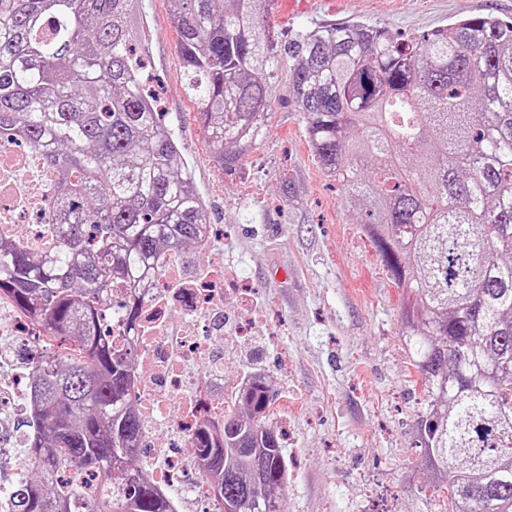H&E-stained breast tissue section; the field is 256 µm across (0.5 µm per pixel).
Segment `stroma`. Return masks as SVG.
Segmentation results:
<instances>
[{"label":"stroma","instance_id":"35a3bbf8","mask_svg":"<svg viewBox=\"0 0 512 512\" xmlns=\"http://www.w3.org/2000/svg\"><path fill=\"white\" fill-rule=\"evenodd\" d=\"M173 0H141L140 31L163 89V123L218 236L216 259L254 288L252 347L224 363V382L277 370L288 411L283 512H442L420 487L434 475L415 445V373L401 342L404 289L335 182L321 171L280 69L262 136L232 171L214 159L184 89ZM512 21V0H284L276 28L361 21L416 38L459 19Z\"/></svg>","mask_w":512,"mask_h":512}]
</instances>
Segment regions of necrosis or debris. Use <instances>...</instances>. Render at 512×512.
Wrapping results in <instances>:
<instances>
[{"mask_svg":"<svg viewBox=\"0 0 512 512\" xmlns=\"http://www.w3.org/2000/svg\"><path fill=\"white\" fill-rule=\"evenodd\" d=\"M59 177L38 150L0 145V232L40 253L53 238L49 218ZM211 230L198 245L206 256L204 275L187 276L170 255L151 272L137 330L131 339L132 394L142 424L148 460L143 472L170 495L173 512H217L207 491L208 475L196 456L184 453L202 422H223L224 359L218 340L240 343L254 323L251 289L239 287L222 263L208 256ZM236 302L234 320L224 305Z\"/></svg>","mask_w":512,"mask_h":512,"instance_id":"obj_1","label":"necrosis or debris"}]
</instances>
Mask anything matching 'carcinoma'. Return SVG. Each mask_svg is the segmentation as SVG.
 Instances as JSON below:
<instances>
[{
    "label": "carcinoma",
    "mask_w": 512,
    "mask_h": 512,
    "mask_svg": "<svg viewBox=\"0 0 512 512\" xmlns=\"http://www.w3.org/2000/svg\"><path fill=\"white\" fill-rule=\"evenodd\" d=\"M172 24L216 161L233 170L265 127L288 61L321 170L358 214L403 299L420 375L416 447L448 512H512V23L462 18L403 42L362 22L272 33L273 0H173ZM139 0H0V140L21 133L59 169L49 255L0 243V301L30 319L23 455L13 512H172L141 476L131 396L142 299L207 209L136 57ZM253 384L190 447L234 512H280L288 460Z\"/></svg>",
    "instance_id": "obj_1"
}]
</instances>
